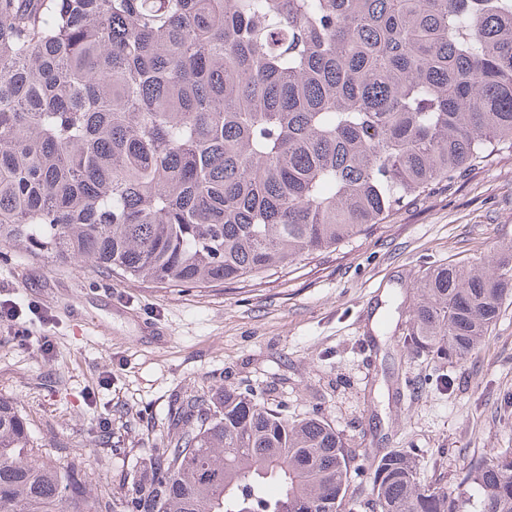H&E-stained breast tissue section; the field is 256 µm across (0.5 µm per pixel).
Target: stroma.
Here are the masks:
<instances>
[{
    "label": "stroma",
    "instance_id": "35a3bbf8",
    "mask_svg": "<svg viewBox=\"0 0 512 512\" xmlns=\"http://www.w3.org/2000/svg\"><path fill=\"white\" fill-rule=\"evenodd\" d=\"M512 246V155L403 207L335 252L263 282L166 287L0 248V398L91 498L144 489L176 398L234 385L290 416L316 412L367 465L396 448L455 491L512 448V302L483 346L448 363L406 348L414 283Z\"/></svg>",
    "mask_w": 512,
    "mask_h": 512
}]
</instances>
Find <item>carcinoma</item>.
<instances>
[{
    "instance_id": "carcinoma-1",
    "label": "carcinoma",
    "mask_w": 512,
    "mask_h": 512,
    "mask_svg": "<svg viewBox=\"0 0 512 512\" xmlns=\"http://www.w3.org/2000/svg\"><path fill=\"white\" fill-rule=\"evenodd\" d=\"M512 153V0H0V243L174 287L336 251ZM512 298V248L416 284L404 343L466 359ZM112 512H353L316 414L224 386L175 406ZM466 488L391 449L376 512H512V449ZM0 399V512H103Z\"/></svg>"
}]
</instances>
